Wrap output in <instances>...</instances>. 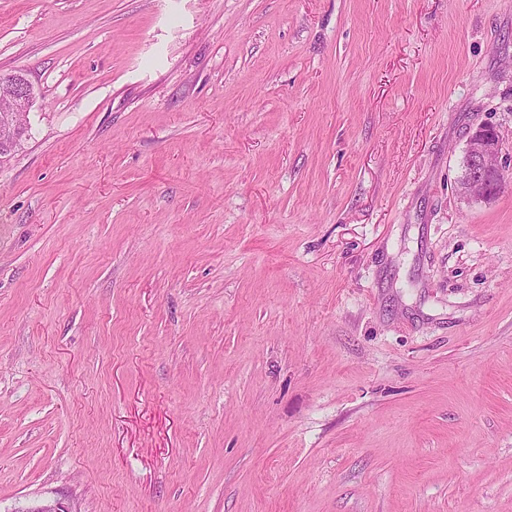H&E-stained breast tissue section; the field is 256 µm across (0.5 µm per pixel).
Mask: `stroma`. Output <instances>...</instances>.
Segmentation results:
<instances>
[{
  "label": "stroma",
  "instance_id": "35a3bbf8",
  "mask_svg": "<svg viewBox=\"0 0 512 512\" xmlns=\"http://www.w3.org/2000/svg\"><path fill=\"white\" fill-rule=\"evenodd\" d=\"M0 512H512V0H0ZM0 88L10 93V106L0 109V158L20 147L28 128V115L33 105V87L26 75H0ZM499 136L495 129L488 125H480L471 135L466 154L473 162V169L470 175L460 180L462 194L471 200H485L492 197L484 181V174L487 172L481 168L487 159L494 158L498 153Z\"/></svg>",
  "mask_w": 512,
  "mask_h": 512
}]
</instances>
